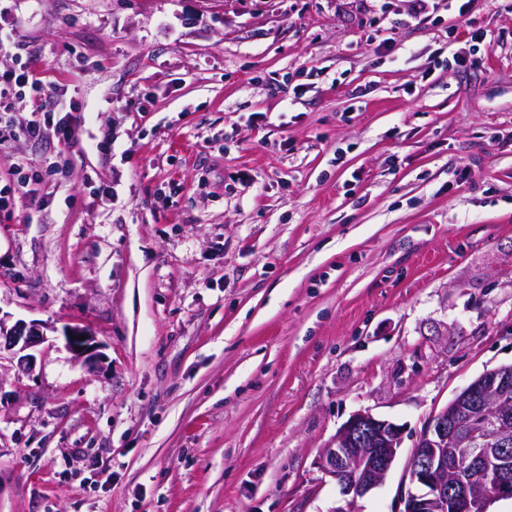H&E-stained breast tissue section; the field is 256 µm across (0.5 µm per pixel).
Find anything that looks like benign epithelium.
I'll return each mask as SVG.
<instances>
[{
  "label": "benign epithelium",
  "mask_w": 512,
  "mask_h": 512,
  "mask_svg": "<svg viewBox=\"0 0 512 512\" xmlns=\"http://www.w3.org/2000/svg\"><path fill=\"white\" fill-rule=\"evenodd\" d=\"M84 335L80 341L77 336ZM70 350L92 357L94 337L66 328ZM43 325L22 320L7 325L0 316V353L18 357L32 372L35 357L27 350L44 342ZM404 441V429L369 411L357 412L320 449L318 468L341 492L356 500L382 486ZM512 369H488L426 419L409 453L400 512H490L512 500Z\"/></svg>",
  "instance_id": "benign-epithelium-1"
}]
</instances>
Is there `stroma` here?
Listing matches in <instances>:
<instances>
[{
	"label": "stroma",
	"mask_w": 512,
	"mask_h": 512,
	"mask_svg": "<svg viewBox=\"0 0 512 512\" xmlns=\"http://www.w3.org/2000/svg\"><path fill=\"white\" fill-rule=\"evenodd\" d=\"M433 6L0 0L78 133L0 128V512H395L320 448L512 365V9ZM43 325L34 321L26 323L22 320L16 321L10 327L6 319L0 314V360L2 352H11L14 356L39 345L46 339L43 332ZM19 366L31 373L35 367V357L32 354L18 356ZM70 335H74V339H71ZM79 335H85L86 339L83 341L78 340ZM63 337L68 348L75 352L76 355L86 356L89 358L93 356L95 349V340L94 337L91 336V334H88L86 331L78 328H66L63 331ZM78 347H83V350L78 351Z\"/></svg>",
	"instance_id": "1"
}]
</instances>
